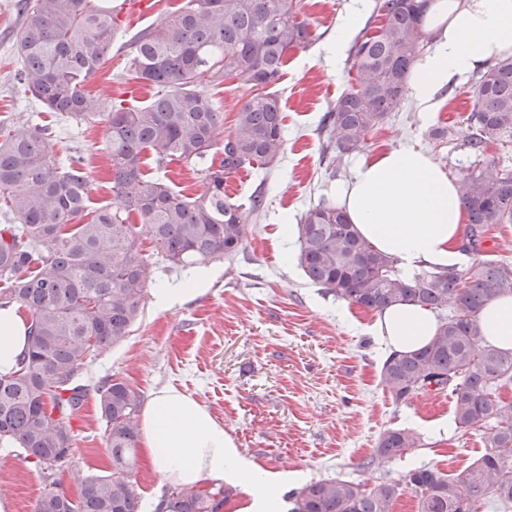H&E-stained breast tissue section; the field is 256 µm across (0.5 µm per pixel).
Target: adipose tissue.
Returning <instances> with one entry per match:
<instances>
[{"instance_id":"adipose-tissue-1","label":"adipose tissue","mask_w":512,"mask_h":512,"mask_svg":"<svg viewBox=\"0 0 512 512\" xmlns=\"http://www.w3.org/2000/svg\"><path fill=\"white\" fill-rule=\"evenodd\" d=\"M423 27L434 48L415 63L410 88L416 110L426 116L454 79L512 56V0H429ZM336 197L361 236L398 257L404 270L463 263L456 183L421 148L405 145L365 158ZM480 327L487 344L512 350V296L489 301ZM372 329L388 353H412L432 339L437 319L429 308L397 303L377 313ZM27 342L28 325L16 308L0 307V373L15 369ZM141 432L152 469L170 485L220 480L246 493L236 512H284L285 475L246 458L223 423L192 396L156 388L142 411Z\"/></svg>"}]
</instances>
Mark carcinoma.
<instances>
[{
  "label": "carcinoma",
  "mask_w": 512,
  "mask_h": 512,
  "mask_svg": "<svg viewBox=\"0 0 512 512\" xmlns=\"http://www.w3.org/2000/svg\"><path fill=\"white\" fill-rule=\"evenodd\" d=\"M428 0H376L377 32L351 48L359 85L328 115V147L342 159L398 110L416 58L425 47ZM18 79L48 112L105 124L112 192L120 205L87 210L91 182L77 161L54 151L37 125L0 129V200L15 223L0 224V307L18 304L29 317L30 342L15 371L0 375V438L32 457L48 488L36 512H142L131 476L137 465L138 397L122 381L95 387L112 474L85 480L73 498L52 480L72 455L71 419L90 388L77 383L88 357L125 340L141 313L148 263L139 244L187 267L231 258L243 248L247 216L224 198V177L269 165L283 149V115L276 93H255L237 112L219 164L209 162L224 113L205 85L228 76L268 87L281 76L290 48L311 32L298 19L299 0H184L160 26L139 34L132 79L155 89L151 101H91L85 83L101 68L115 37L112 12L92 0H17ZM99 111H93L94 106ZM467 146L481 156L491 144L512 147V57L490 64L473 89ZM204 165L203 191L189 197L143 174V159ZM467 214L462 251L476 256L468 272L422 267L407 274L399 259L360 236L335 205L322 201L301 217L298 264L325 293L370 311L414 303L438 313L424 349L388 356L382 384L396 402L446 393L456 427L482 430L483 454L451 478L418 467L403 479L371 488L338 480L304 486L294 512H392L409 489L419 512H477L488 495L512 503V350L483 343L478 314L512 295V262L485 249L497 224H512V168L466 172L457 180ZM451 314L444 313L448 303ZM409 429H386L369 464H383L417 447ZM222 487L167 489L169 512H217Z\"/></svg>",
  "instance_id": "obj_1"
}]
</instances>
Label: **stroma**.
<instances>
[{
	"label": "stroma",
	"mask_w": 512,
	"mask_h": 512,
	"mask_svg": "<svg viewBox=\"0 0 512 512\" xmlns=\"http://www.w3.org/2000/svg\"><path fill=\"white\" fill-rule=\"evenodd\" d=\"M16 2L0 0V123L26 121L46 128L60 157L80 159L91 181L89 209L113 205L104 124L75 123L44 111L16 78L15 33L21 24ZM373 2L302 0L299 17L308 24L311 41L288 51L283 76L272 87L283 109L284 149L271 165L227 179L232 201L247 207L254 196L262 198L260 211L247 221L242 250L229 260L182 268L151 253L150 241H143L150 253L144 310L123 342L88 358L79 378L92 387L110 378L123 381L143 403L162 385L189 393L223 423L242 453L262 469L294 477L299 488L328 479L372 486L399 480L423 465L455 477L482 455L485 445L482 432L454 426L452 403L445 396L420 394L394 402L380 382L385 355L370 331L373 312L313 285L297 263V240L283 233L284 224L299 223L310 206L335 201L337 184L351 179L361 160L382 149L406 143L424 148L454 179L473 164L487 173L512 165V152L498 145L489 146L477 162L464 148L473 105L469 78L448 86L428 117L404 99L398 112L368 134L363 148L334 163L323 120L337 98L356 86L357 73L351 59L332 63L321 47L349 10L380 26ZM181 4L155 0L136 23H121L86 92L96 100L133 97L148 103L152 88L132 89L127 76L133 42ZM209 92L224 114L216 134L221 144L253 88L228 77L211 83ZM436 127L447 128V138H432ZM143 173L187 195L203 190L201 172L182 162L160 169L149 159ZM195 275L204 278L203 295L168 310L156 306L155 289L180 286ZM74 421L73 453L59 475L70 493L86 478L112 472L96 396H88ZM389 428L415 431L418 447L383 466L370 464L381 433ZM44 488L43 473L25 449L1 442L0 503L6 512H35Z\"/></svg>",
	"instance_id": "stroma-1"
}]
</instances>
